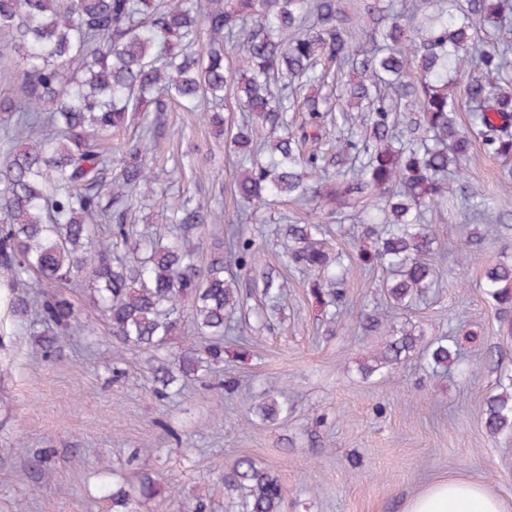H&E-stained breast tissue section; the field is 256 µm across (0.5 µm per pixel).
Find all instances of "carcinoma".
<instances>
[{
  "mask_svg": "<svg viewBox=\"0 0 512 512\" xmlns=\"http://www.w3.org/2000/svg\"><path fill=\"white\" fill-rule=\"evenodd\" d=\"M508 0H430L426 5L346 4L343 0H0V58L17 61L20 80L0 98V286L43 291L12 296L13 313L61 330L78 322L65 288L87 287L88 299L127 351H151L153 394L162 402L182 393V380H201L224 362L226 321L240 304L224 278V251L244 267L256 260L243 225L264 221L278 199L315 204L323 218L285 220L276 235L287 264L308 271L340 308L347 274L332 254L322 219L358 218L375 234L361 259L385 268L391 307L407 311L441 287L430 262L436 236L426 213L459 201L471 217L490 203L464 187L462 161L480 144L512 157V52L500 38ZM238 41L236 67L224 63V42ZM353 73L340 89L348 109L333 115L330 96L304 91L331 72ZM234 87L242 116L229 122L224 90ZM173 103L225 137L239 174L243 202L224 227V214L185 201L162 219L163 239L136 229L137 208L157 193L154 158L162 150L160 114ZM304 112L298 130L289 113ZM467 112L470 127L454 114ZM132 142L115 149L100 140L127 129ZM340 135L323 148L326 124ZM200 224L218 225L215 252L199 265ZM512 335V261L491 264L481 279ZM185 341L167 352L177 336ZM391 337L370 375L401 357L420 354L432 370L457 362L444 339L428 342L411 322L391 324ZM487 400L485 427L512 434V378ZM263 421L288 414L272 397L253 409ZM136 484L104 485L112 512H134L139 499L161 493L156 472L127 459ZM237 493L234 512H280L277 475L249 457L220 477Z\"/></svg>",
  "mask_w": 512,
  "mask_h": 512,
  "instance_id": "obj_1",
  "label": "carcinoma"
}]
</instances>
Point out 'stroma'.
I'll use <instances>...</instances> for the list:
<instances>
[{"mask_svg":"<svg viewBox=\"0 0 512 512\" xmlns=\"http://www.w3.org/2000/svg\"><path fill=\"white\" fill-rule=\"evenodd\" d=\"M161 120L160 182L142 215L190 198L232 218L238 170L224 138L176 106ZM464 168L496 200L507 228L458 263L451 251L470 229L465 211L434 214L431 260L443 286L396 316L423 326L428 337L458 339L461 361L445 370L413 356L389 375H362L361 365L387 341L362 328L365 314L385 307L387 273L361 265V250L373 247L363 225L327 221V242L348 255L350 268L345 309L327 321L312 276L281 258L275 220L303 216L304 206L293 202L277 204L271 222L247 227L258 253L252 266L235 271L241 303L235 334L224 340L222 373L237 379L232 392L192 381L160 402L143 354L134 351L124 354L125 377L113 379L111 329L79 290L69 293L78 324L61 335L60 353L44 356L36 341L41 324L14 316L10 291H0V512H112L103 484L133 480L126 460L134 451L166 487L137 512H189L198 498L226 512L230 494L217 476L242 457L279 477L283 512H404L410 498L448 478L486 485L512 506V435L493 437L484 426L500 375H512V337L500 333L480 287L488 264L512 258V198L502 193L501 160L478 149ZM268 278L283 285L288 300L267 327L260 315ZM272 388L290 413L264 424L252 408ZM45 450L51 472L41 479L26 459Z\"/></svg>","mask_w":512,"mask_h":512,"instance_id":"stroma-1","label":"stroma"}]
</instances>
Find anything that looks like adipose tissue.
<instances>
[{"mask_svg":"<svg viewBox=\"0 0 512 512\" xmlns=\"http://www.w3.org/2000/svg\"><path fill=\"white\" fill-rule=\"evenodd\" d=\"M404 512H507L504 502L481 484L444 480L408 500Z\"/></svg>","mask_w":512,"mask_h":512,"instance_id":"adipose-tissue-1","label":"adipose tissue"}]
</instances>
